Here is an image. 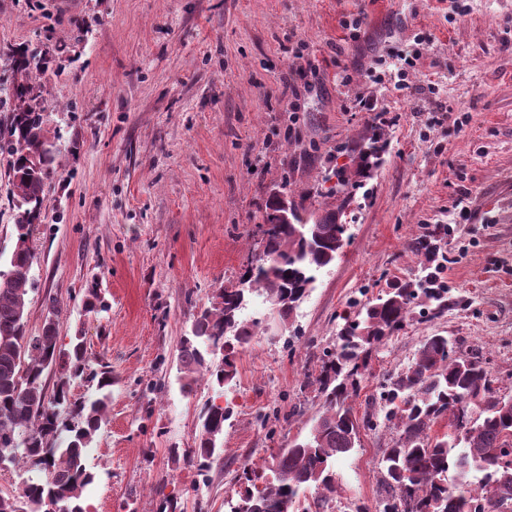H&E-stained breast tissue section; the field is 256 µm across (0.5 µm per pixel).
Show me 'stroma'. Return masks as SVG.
I'll return each mask as SVG.
<instances>
[{"label":"stroma","instance_id":"obj_1","mask_svg":"<svg viewBox=\"0 0 512 512\" xmlns=\"http://www.w3.org/2000/svg\"><path fill=\"white\" fill-rule=\"evenodd\" d=\"M362 12L359 31L342 26ZM426 44L412 96L371 71ZM26 52L55 147L46 208L33 227L30 333L49 299L60 345L82 333L92 367L112 376L107 418L85 452L87 512H226L244 464L307 433L320 372L353 301L417 280L412 238L434 232L455 305L411 321L373 354L351 401L372 406L384 373L442 333L477 353L512 395V0H0V129L16 101L13 56ZM386 111L382 164L346 212L347 246L322 270L287 326L270 322L240 351L231 386L183 392L181 336L197 307L235 284L247 239L281 187L314 193L358 152ZM453 110L457 124L444 121ZM18 202L0 156V270L15 247ZM106 311L86 312L88 288ZM161 391H152L153 383ZM227 404L222 461L200 476L174 448L193 447L208 404ZM391 435L364 432L337 460L332 512L375 506Z\"/></svg>","mask_w":512,"mask_h":512}]
</instances>
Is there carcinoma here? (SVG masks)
<instances>
[{
    "mask_svg": "<svg viewBox=\"0 0 512 512\" xmlns=\"http://www.w3.org/2000/svg\"><path fill=\"white\" fill-rule=\"evenodd\" d=\"M16 77L12 96L18 106L7 130L0 131V155L7 158L20 212L15 247L5 275H0V456L17 468L30 464L44 473L40 481L23 482L18 492L0 491V512H46L56 503L60 512H85L81 494L94 476L84 463V451L106 419L112 385L108 371L94 370L81 337L65 349L57 343L60 307L49 300L52 318L37 335L27 333L25 295L35 254L31 226L44 201L46 180L53 173V143L41 109L40 90L29 80L28 61H13ZM384 129L370 125L359 134L353 171L338 167L336 184L327 196L339 204L306 218L293 204L290 221L278 222L287 185L272 193L259 225V246L252 249L240 278L219 290L193 316L191 329L179 342L177 366L182 389L189 392L201 378L219 386L237 374L236 356L263 328L265 319L240 318L259 299L272 318L288 323L308 295L317 274L332 265L345 245L342 218L353 190L371 175L385 152ZM411 249L424 255L426 275L416 283L394 282L384 295L353 303L332 347L321 356L315 379L322 412L306 436L244 470L238 500L230 512H326L336 500L338 483L333 466L360 441L361 430L393 432L380 461L385 495L375 512H512V467L504 458L512 449V396L499 393L496 378L475 353H448V337H424L412 360L389 374L379 409L359 419L350 401L358 395L363 372L373 352L402 331L418 306L434 319L453 302L448 287L430 270L437 248L420 238ZM221 356L215 362V356ZM60 379L48 392L46 377ZM97 381L101 397L90 403L69 399L73 380ZM232 408L215 403L205 410L194 447L188 450L198 470L206 474L220 461L217 442ZM445 419L448 432L431 434ZM66 431L68 438L55 443ZM454 471L458 481L448 482ZM314 494L307 495L308 490Z\"/></svg>",
    "mask_w": 512,
    "mask_h": 512,
    "instance_id": "1",
    "label": "carcinoma"
}]
</instances>
